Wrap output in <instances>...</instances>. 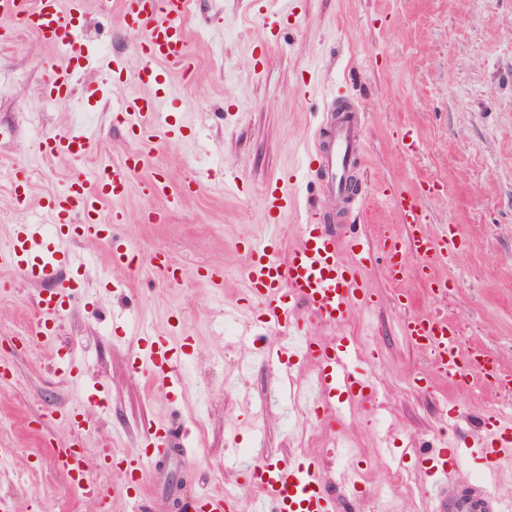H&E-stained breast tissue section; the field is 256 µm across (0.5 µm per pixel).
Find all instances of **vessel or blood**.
I'll return each mask as SVG.
<instances>
[{
  "label": "vessel or blood",
  "mask_w": 512,
  "mask_h": 512,
  "mask_svg": "<svg viewBox=\"0 0 512 512\" xmlns=\"http://www.w3.org/2000/svg\"><path fill=\"white\" fill-rule=\"evenodd\" d=\"M119 5L125 25L141 36L135 48L140 59L137 80L147 84L162 73L193 75L196 58L190 49L188 28L192 0H119ZM79 13V5L67 8L62 0H0L1 42L12 39L15 23L21 20L40 39L58 47L67 59L66 67L50 73L52 88L61 99L71 96L72 72L92 61L76 23ZM121 115L137 137V149L119 160L98 164L91 174L73 173L62 188L46 196L43 204L55 223V233L47 234L44 225L37 223L17 224L12 229L10 248L0 251L1 270H14L29 281L51 285L36 301L40 338L55 335L60 319L80 292L78 283L57 281L63 268L81 261L73 243L108 244L113 263L131 266L133 258L115 234L116 226L125 221L124 214L113 211L107 220L101 219L100 214L105 202L120 197L131 176L146 165L154 138L161 134L174 138L180 133L170 120L167 104L155 94L124 97ZM362 122L363 116L350 96H330L306 156L307 174L320 197L328 200V208L316 207L309 212L298 241L288 250H281L273 239L243 243L244 295L248 302L261 307L267 327L297 336L305 325H338L355 311L371 309L373 293L363 266L370 251L385 257L386 279L396 284L403 277L405 253L421 257L428 269L435 262L447 260L458 248L454 237L429 233L418 199L402 193L393 197L402 217V231L384 225L374 239L340 233V225L348 223L356 213L360 199L352 178L360 163L358 130ZM94 142V129L77 122L63 133H43L38 150L50 158L76 160L89 155ZM0 170L8 175L13 198L26 201L30 178L25 166L4 155L0 157ZM295 202L288 186L275 184L264 190L265 213L270 221H278ZM402 333L420 349L430 352L441 376L463 379L475 375L498 392L512 393V375L499 374L493 361L482 352L461 351L456 342L457 324L446 313L434 311L409 318L402 325ZM186 344L182 336L155 338L135 358L134 368L148 372L154 379H165ZM257 351L265 359L277 362L282 381L293 379L294 358L316 365L314 401L328 424H338L341 419L337 399L368 407L375 398V384L367 368L358 362L360 354L354 337L336 336L326 342L308 337L298 346L285 342L273 351L262 345ZM66 419L73 423L75 434L66 447L53 448V455L66 468L73 490L86 498L109 500L111 486L90 476L80 438L91 428V419L81 412L67 414ZM147 443L152 448L151 455L130 452L121 460L127 485H142L148 463H159L169 456L174 443L172 427L166 423L157 425ZM465 453L485 459V475L498 476L512 461V416L487 413L479 431L451 440L448 448L439 450L428 483L438 489L446 487L449 473L457 472L459 458ZM259 470L262 494L253 499L251 512H335V502L328 492L334 478L318 461H265ZM227 507L228 498L220 493L198 494L192 504L194 512H226Z\"/></svg>",
  "instance_id": "obj_1"
}]
</instances>
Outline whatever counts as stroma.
Returning a JSON list of instances; mask_svg holds the SVG:
<instances>
[{"mask_svg":"<svg viewBox=\"0 0 512 512\" xmlns=\"http://www.w3.org/2000/svg\"><path fill=\"white\" fill-rule=\"evenodd\" d=\"M82 13L84 43L138 69L137 35L116 8L84 0ZM189 29L197 57L190 78L124 84L115 93L116 73H76L77 93L102 89L89 103L99 135L81 161L51 165L38 150V132L63 131L74 120L73 103L51 96L45 76L49 65L61 64V53L31 31L0 49V84L7 88L0 95V155L33 174L23 207L0 178V246L9 244L13 225L39 215L43 197L74 172L91 173L135 149L118 117L119 93H164L183 132L154 145L151 167L165 175L168 196L145 191L141 172L122 198L104 206L124 213L119 233L138 259V273L113 264L106 245L82 243L90 263L60 274L81 283L82 298L61 318L55 338L21 347L20 337L35 333L43 286L0 269V360L16 369L11 383L0 385V442L15 450L0 464V496L12 512H186L194 493L236 484L237 512H248L258 492L248 472L262 458L315 459L333 469L343 462L337 446L346 442L356 453L343 463L360 484L354 491L334 488L337 512H371L393 467L392 453H403L407 472L420 480L438 452L439 431L470 433L485 409L503 400L479 377L440 379L429 354L403 336L406 318L444 309L459 324L462 347L480 346L512 372V0H267L260 7L251 0H194ZM338 90L364 114L355 180L365 207L354 218L356 232L374 238L380 225L400 229L392 196L427 180L433 189L422 206L429 230L455 233L462 246L436 268L448 281L447 298L428 295L410 275L402 287L414 299L401 303L383 262L374 258L364 267L376 295L373 312H355L336 327L308 328L321 340L354 337L370 360L381 411L346 410L335 430L298 418L281 397L274 367L247 343V336L261 335L274 346L278 337L263 330L257 306L244 304L240 271L242 240L272 235L285 247L297 240L315 198L303 176L305 150L326 98ZM198 168L205 172L201 190L179 195ZM288 175L299 205L269 223L264 187ZM151 210L163 221L144 222ZM158 251L185 267L182 282L167 285L153 270L150 259ZM209 267L223 270L222 293L197 277ZM232 309L235 341L224 334V314ZM135 327L189 337L187 356L166 380L132 370ZM60 349L77 353L80 379L55 371ZM93 384L105 388L104 406L88 401L84 390ZM262 405L267 416L258 432L250 415ZM73 407L89 411L95 422L83 434L88 457L107 439L116 456L140 448L165 421L186 422L188 452L148 469V496L139 503L123 491L120 473L107 475L118 491L98 508L72 490L48 450L68 443L72 427L60 415ZM231 440L251 451L232 470L224 464ZM480 470L465 458L448 487L399 489L389 512H448L461 498H483L474 479Z\"/></svg>","mask_w":512,"mask_h":512,"instance_id":"obj_1","label":"stroma"}]
</instances>
